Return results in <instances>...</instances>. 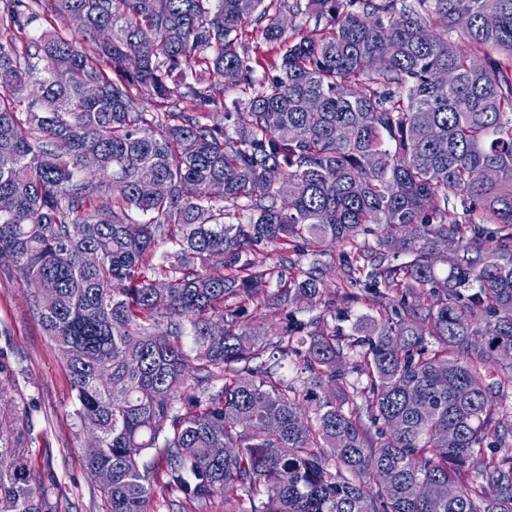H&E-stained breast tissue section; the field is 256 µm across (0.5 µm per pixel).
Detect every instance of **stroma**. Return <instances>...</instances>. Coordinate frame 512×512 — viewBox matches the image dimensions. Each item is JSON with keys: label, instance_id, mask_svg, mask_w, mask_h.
Here are the masks:
<instances>
[{"label": "stroma", "instance_id": "1", "mask_svg": "<svg viewBox=\"0 0 512 512\" xmlns=\"http://www.w3.org/2000/svg\"><path fill=\"white\" fill-rule=\"evenodd\" d=\"M338 251L328 249L320 268L322 304L304 307L303 318L328 307L351 328L377 306L359 288H340ZM31 292L18 273L0 275V348L8 350L0 366V442L23 443L30 460V482L57 501L60 512H107L97 483L83 467L88 434L72 415L73 395L59 350L29 311Z\"/></svg>", "mask_w": 512, "mask_h": 512}]
</instances>
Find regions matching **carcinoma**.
Wrapping results in <instances>:
<instances>
[{
  "mask_svg": "<svg viewBox=\"0 0 512 512\" xmlns=\"http://www.w3.org/2000/svg\"><path fill=\"white\" fill-rule=\"evenodd\" d=\"M287 10L313 24L294 43ZM247 36L276 49L260 78ZM1 197L0 267L54 289L28 304L108 512H154L158 482L171 508L512 512L491 371L512 346V0H0ZM336 245L344 287L411 298L397 320L352 340L298 317ZM288 359L300 389L267 364ZM57 510L0 444V512Z\"/></svg>",
  "mask_w": 512,
  "mask_h": 512,
  "instance_id": "obj_1",
  "label": "carcinoma"
}]
</instances>
